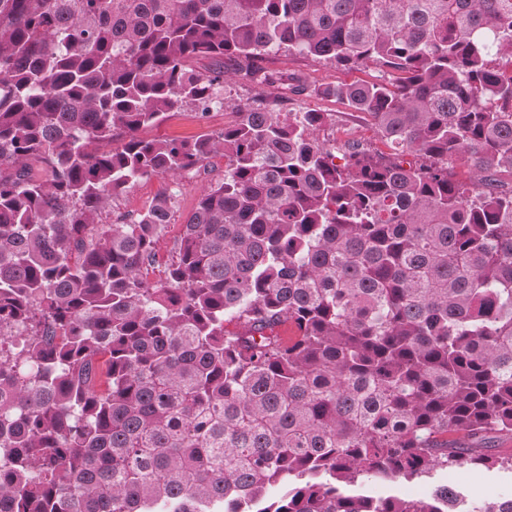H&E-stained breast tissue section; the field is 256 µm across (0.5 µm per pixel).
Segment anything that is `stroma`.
Returning a JSON list of instances; mask_svg holds the SVG:
<instances>
[{"instance_id": "obj_1", "label": "stroma", "mask_w": 512, "mask_h": 512, "mask_svg": "<svg viewBox=\"0 0 512 512\" xmlns=\"http://www.w3.org/2000/svg\"><path fill=\"white\" fill-rule=\"evenodd\" d=\"M266 69L285 77L291 73H300L309 80L323 83L336 80L354 82L372 80L378 76L377 68H353L339 70L330 63L314 57H302L285 53L271 54L264 58ZM224 100L223 106L214 108L207 118H199L195 109L182 107L167 113L157 125L144 130L143 135L149 139L159 140H193L200 137L214 136L223 131L225 125L238 120L236 106L238 103L252 99H265L268 107L280 112H302L315 109L330 113L332 121L320 132V138L328 147H336L348 139L361 140L367 147L381 152L385 145L363 113L353 111L342 102L323 98L314 93H307L295 98H288L280 86L258 87L250 82L234 78L229 85L219 90ZM224 177V157L217 154L206 159L197 173L175 179L155 177L139 182L126 192L116 196L104 219L106 223H117L119 217L126 213H138L147 208L156 198L173 196L174 208L169 225L160 240V250L170 254L173 243L179 235L181 224L192 211L202 188ZM454 482L472 503L512 497V471L486 470L465 466L455 471L437 470L429 477L413 481H400L383 485L365 486V493L400 494L406 497H423L436 486Z\"/></svg>"}]
</instances>
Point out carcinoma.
<instances>
[{
    "label": "carcinoma",
    "mask_w": 512,
    "mask_h": 512,
    "mask_svg": "<svg viewBox=\"0 0 512 512\" xmlns=\"http://www.w3.org/2000/svg\"><path fill=\"white\" fill-rule=\"evenodd\" d=\"M282 50L385 68L320 92L389 155L261 98L139 136ZM511 63L512 0H0V512H512L356 490L512 470ZM217 152L169 260L173 197L103 223Z\"/></svg>",
    "instance_id": "cac0c4a2"
}]
</instances>
